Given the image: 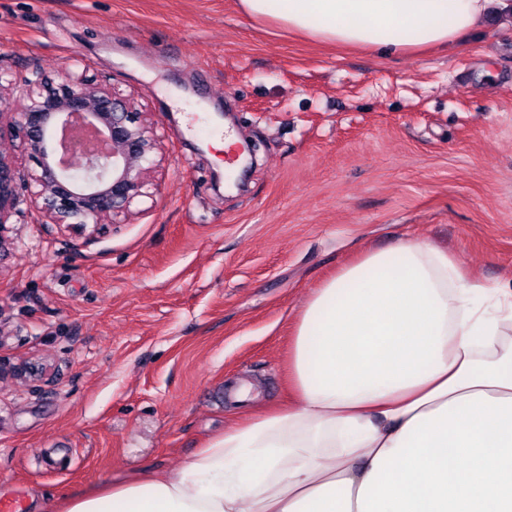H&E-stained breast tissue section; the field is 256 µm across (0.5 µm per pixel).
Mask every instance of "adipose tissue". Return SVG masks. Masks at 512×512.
<instances>
[{
  "mask_svg": "<svg viewBox=\"0 0 512 512\" xmlns=\"http://www.w3.org/2000/svg\"><path fill=\"white\" fill-rule=\"evenodd\" d=\"M490 0H239L252 19L395 54L446 48ZM288 407L169 474L57 512H512V289L425 241L364 250L306 299Z\"/></svg>",
  "mask_w": 512,
  "mask_h": 512,
  "instance_id": "ef3b65f1",
  "label": "adipose tissue"
}]
</instances>
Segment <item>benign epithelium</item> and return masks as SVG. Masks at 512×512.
<instances>
[{
    "instance_id": "7a95c632",
    "label": "benign epithelium",
    "mask_w": 512,
    "mask_h": 512,
    "mask_svg": "<svg viewBox=\"0 0 512 512\" xmlns=\"http://www.w3.org/2000/svg\"><path fill=\"white\" fill-rule=\"evenodd\" d=\"M6 134L37 169L23 188L14 157L0 152V241L23 204L48 224L84 230L128 215L163 159L146 113L66 66L39 74L20 99L0 84V137ZM45 372L36 363L0 362V375L25 382H41Z\"/></svg>"
}]
</instances>
